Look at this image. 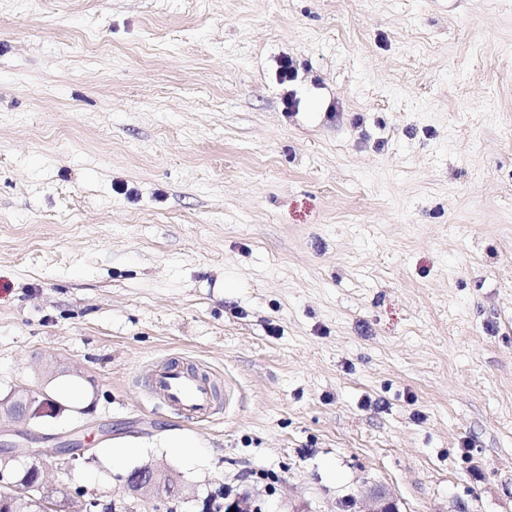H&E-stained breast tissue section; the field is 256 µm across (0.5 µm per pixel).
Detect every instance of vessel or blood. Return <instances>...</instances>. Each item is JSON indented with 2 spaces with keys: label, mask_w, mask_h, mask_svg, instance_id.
I'll return each mask as SVG.
<instances>
[{
  "label": "vessel or blood",
  "mask_w": 512,
  "mask_h": 512,
  "mask_svg": "<svg viewBox=\"0 0 512 512\" xmlns=\"http://www.w3.org/2000/svg\"><path fill=\"white\" fill-rule=\"evenodd\" d=\"M149 384L164 405L191 420L209 417L218 398L213 377L176 359L155 365L149 372Z\"/></svg>",
  "instance_id": "b4317fda"
}]
</instances>
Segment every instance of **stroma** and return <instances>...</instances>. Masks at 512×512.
Listing matches in <instances>:
<instances>
[{
    "instance_id": "obj_1",
    "label": "stroma",
    "mask_w": 512,
    "mask_h": 512,
    "mask_svg": "<svg viewBox=\"0 0 512 512\" xmlns=\"http://www.w3.org/2000/svg\"><path fill=\"white\" fill-rule=\"evenodd\" d=\"M172 357L228 406L155 399ZM20 386L61 405L24 426L53 501L512 512V0H0ZM142 466L178 495L134 494ZM355 512H399L396 504L390 501L385 491L376 487L363 490Z\"/></svg>"
}]
</instances>
